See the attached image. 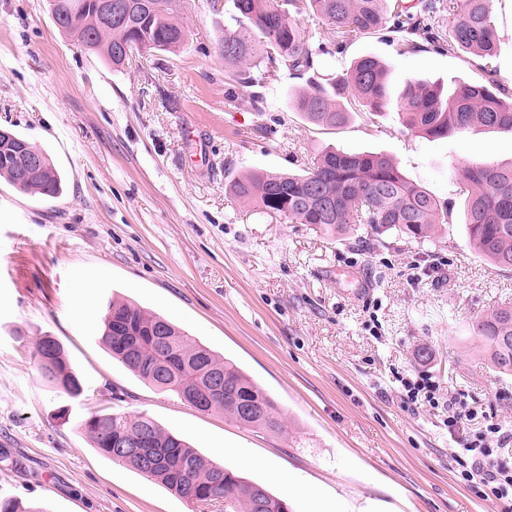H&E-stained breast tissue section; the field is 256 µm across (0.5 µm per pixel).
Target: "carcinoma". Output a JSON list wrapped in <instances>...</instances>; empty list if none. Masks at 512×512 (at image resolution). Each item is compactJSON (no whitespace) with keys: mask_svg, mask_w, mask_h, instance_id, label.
I'll use <instances>...</instances> for the list:
<instances>
[{"mask_svg":"<svg viewBox=\"0 0 512 512\" xmlns=\"http://www.w3.org/2000/svg\"><path fill=\"white\" fill-rule=\"evenodd\" d=\"M121 17L104 15L99 0H50L57 27L114 68L133 58L175 53L189 32L178 20L180 0H113ZM237 29L224 34L219 51L241 96L261 101L255 91L282 74L304 81L292 99L295 111L311 123L339 127L350 119L341 99L362 112L393 107L412 133L445 139L475 127L512 133V92L489 64L497 53L494 0H417L399 6L391 0H232ZM326 22L327 31L306 30L304 17ZM385 32L409 52L463 50L485 61L487 83L408 84L392 100L389 66L367 54L331 78L320 73L326 57L344 52L352 37ZM31 142L15 135L0 148V178L19 191L40 198L62 194L61 176L44 156L40 176L27 173ZM456 175L468 192L466 229L476 253L500 269H512V165L473 160ZM235 199L268 216L318 224L330 233L362 229L371 240L410 239L432 242L438 228L451 221L452 209L410 181L385 153L326 150L301 174L250 173L230 183ZM471 330L484 341V356L495 371L512 374V307L504 305L477 318ZM100 341L112 358L142 381L183 398L188 390L224 377V399L205 411L221 410L240 425L281 434L283 413L277 402L234 362L216 355L163 316L134 303L110 299ZM42 377L75 398L83 391L68 353L52 336L34 343L20 336ZM243 400L256 403L244 415ZM92 447L114 462L128 465L188 502L230 499L224 512H290V505L263 485L215 465L150 417L95 412L82 422ZM0 512H44L16 498H0Z\"/></svg>","mask_w":512,"mask_h":512,"instance_id":"1","label":"carcinoma"}]
</instances>
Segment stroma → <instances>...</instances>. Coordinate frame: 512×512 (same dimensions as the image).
<instances>
[{
    "label": "stroma",
    "mask_w": 512,
    "mask_h": 512,
    "mask_svg": "<svg viewBox=\"0 0 512 512\" xmlns=\"http://www.w3.org/2000/svg\"><path fill=\"white\" fill-rule=\"evenodd\" d=\"M494 16L492 64L512 87V0ZM180 18L184 48L117 72L57 28L48 0H0V125L46 152L65 184L43 201L0 179V497L48 512H224L97 452L81 422L102 410L148 415L293 512H512V491L486 500L464 475L470 442L493 424L512 434V376L487 365L471 331L512 303V270L471 247L453 174L512 161V134L425 139L392 109L321 127L293 109L301 82L285 75L253 107L224 73L223 12L184 0ZM364 54L388 63L395 97L416 80H485L466 53L407 52L382 34L352 41L327 71ZM332 146L388 153L451 204V223L435 241L383 247L260 214L228 190L250 172L302 171ZM112 297L234 361L280 405L285 433L199 412L112 359L99 339ZM22 335L64 344L80 398L41 377ZM405 378L434 385V401H405ZM452 400L472 413L453 429Z\"/></svg>",
    "instance_id": "1"
}]
</instances>
